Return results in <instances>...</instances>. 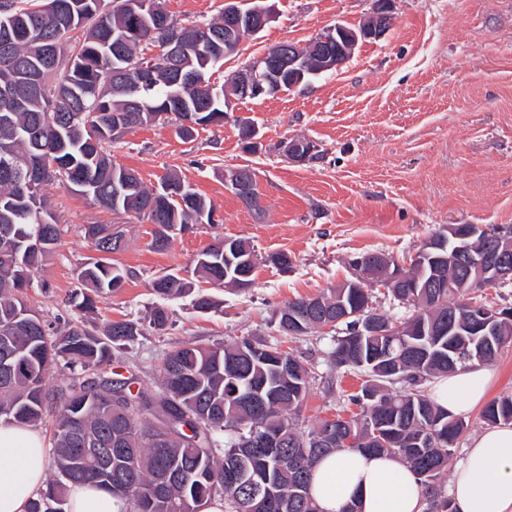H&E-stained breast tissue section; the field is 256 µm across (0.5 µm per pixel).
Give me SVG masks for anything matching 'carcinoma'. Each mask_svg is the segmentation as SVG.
<instances>
[{
  "label": "carcinoma",
  "mask_w": 512,
  "mask_h": 512,
  "mask_svg": "<svg viewBox=\"0 0 512 512\" xmlns=\"http://www.w3.org/2000/svg\"><path fill=\"white\" fill-rule=\"evenodd\" d=\"M67 2L75 3L72 30L82 29L83 39L60 46L71 65L57 75L55 91L41 98L22 95L17 103L0 99V354L9 352L16 363L14 374H0V419L37 426L46 415L55 416L54 475L29 512L64 507L70 487L85 483H96L127 501L130 512H201L215 497L224 499V512H319L310 495L312 466L319 457L348 446L324 442L323 419L303 427L301 413L311 375L296 356L246 337L220 346L187 342L166 356L159 392L144 386L134 391L132 380L105 377L101 371L110 365L114 347L139 335L137 322L112 321L99 334L77 324L60 331L26 303L35 270L59 241L57 218L46 193L54 183L116 215L150 224L181 231L186 225L210 223L212 202L177 174L165 177L159 190L168 186L179 198L149 208L156 200L155 190L147 188L135 170L114 164L108 143L115 139L112 129L118 125L131 130L172 120L179 138L191 139L197 128L184 121H212L224 113L227 96L235 94L229 80L202 92L171 74L157 75L153 84L135 89L134 78L124 73L126 57L156 47V36L150 32L156 22L174 23L165 0H142L147 7L139 15L119 5L104 13L98 9L99 0ZM45 6L44 0H0V8L14 16L8 49L0 46V87L13 83L19 70L41 66L42 43L52 39L64 21ZM134 28L138 34L120 51H112L114 35ZM204 31L210 33L211 43L203 53L195 42ZM185 40L189 50L178 66L186 73H207L224 53V16L189 26ZM299 51L306 63L305 80L322 74L314 45L308 42ZM37 166L42 170L40 180L19 188L17 177ZM240 170L250 181L249 195L242 201L258 210L256 173L249 166ZM85 236L102 253L78 275L86 292L75 307L91 312L97 298L123 285L127 272L112 263L110 254L120 245L100 237V225H86ZM37 237L43 239L38 248L25 242ZM234 244L237 253L231 257L240 253L252 258L244 268L224 259L220 241L197 255L192 279L166 273L153 279L152 290L163 299L192 294L194 307L202 313L217 308L208 295L194 293V280L235 288L240 272L245 275L241 280L253 283L258 259L254 247L237 238ZM360 264L372 270L367 282L374 284L376 276L396 262L387 255L366 253L352 260V266ZM431 265L422 255L404 272L409 281L422 283ZM441 267L449 284L436 293L428 288L389 289L395 300L413 307L406 318L373 311L370 294L361 288L339 286L321 293L323 305L316 311L305 297L285 303L299 316L295 332L300 336L323 328L324 318L335 319L345 308L369 314L399 332L359 336V318L338 323L332 327L336 336L329 357L336 369L359 370L367 376L360 391L350 396L358 411L343 422L362 437L354 450L404 458L425 491V512L440 507L453 512L443 488L453 448L468 424L448 416L417 386L467 365L491 364L512 341V322L489 338L448 335V315L462 305L464 288L448 261H441ZM283 358L294 365L286 394L280 391L278 372ZM61 361L69 374L49 391L46 372ZM399 375L406 389L377 396L387 389L390 378ZM482 418L493 426L512 424V397L489 402ZM378 427L385 431L383 443L372 433ZM268 432L280 435L283 445L251 455L254 481L226 482V469L248 452L244 441ZM422 433L437 435L435 447L413 442ZM81 448H110L112 458L98 463L80 453ZM267 480L278 493L269 504L258 494Z\"/></svg>",
  "instance_id": "carcinoma-1"
}]
</instances>
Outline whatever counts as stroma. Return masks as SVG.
<instances>
[{"instance_id":"35a3bbf8","label":"stroma","mask_w":512,"mask_h":512,"mask_svg":"<svg viewBox=\"0 0 512 512\" xmlns=\"http://www.w3.org/2000/svg\"><path fill=\"white\" fill-rule=\"evenodd\" d=\"M373 0H266L273 17L237 55L210 70L223 84L244 64L284 41L308 43L341 23L358 26ZM257 125L262 150L245 152L237 118ZM175 124L149 125L112 144L115 164L136 170L146 187L175 171L211 199L220 216L151 249L153 227L115 215L60 186L48 199L60 240L35 276L27 303L59 326L102 329L134 320L141 334L115 350L113 372L158 390L165 357L183 343L211 346L238 337L279 345L309 366L306 423L349 409L365 377L329 362L330 334L281 333L274 316L289 300L320 294L354 275L350 264L383 252L409 265L433 230L448 224L512 225V0H396L394 19L378 41L359 44L340 69L288 92L233 101L224 124L185 142ZM301 136L319 155L288 160L283 145ZM257 173L261 211L226 187L228 170ZM88 224L120 225L123 249L112 261L128 276L120 292L100 298L95 314L79 318L70 305L78 274L98 256L84 235ZM249 240L258 255L252 287L203 284L218 303L201 313L190 298L169 301L170 320L153 329L158 299L150 283L185 273L196 254L219 238ZM288 254V268L270 263Z\"/></svg>"}]
</instances>
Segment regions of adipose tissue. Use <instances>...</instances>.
Wrapping results in <instances>:
<instances>
[{
	"mask_svg": "<svg viewBox=\"0 0 512 512\" xmlns=\"http://www.w3.org/2000/svg\"><path fill=\"white\" fill-rule=\"evenodd\" d=\"M491 372L469 366L435 383L432 397L462 416L483 403ZM47 448L37 428L0 421V512H28L45 485ZM319 512H424L422 486L395 455L342 451L313 467L310 487ZM447 495L454 512H512V424L473 436L455 465ZM125 501L94 484L72 487L68 512H125Z\"/></svg>",
	"mask_w": 512,
	"mask_h": 512,
	"instance_id": "ef3b65f1",
	"label": "adipose tissue"
}]
</instances>
